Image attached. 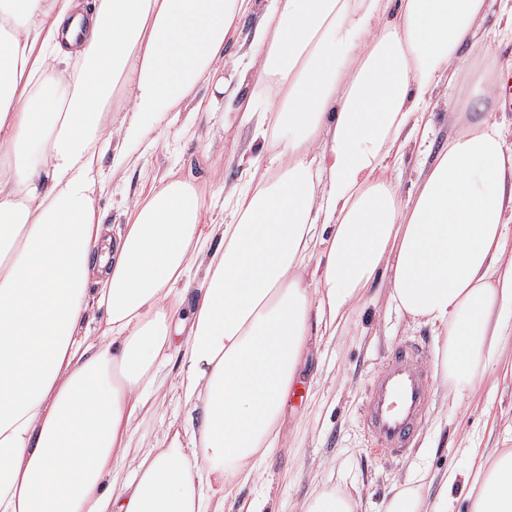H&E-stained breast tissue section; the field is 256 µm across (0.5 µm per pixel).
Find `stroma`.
Instances as JSON below:
<instances>
[{"label":"stroma","mask_w":512,"mask_h":512,"mask_svg":"<svg viewBox=\"0 0 512 512\" xmlns=\"http://www.w3.org/2000/svg\"><path fill=\"white\" fill-rule=\"evenodd\" d=\"M256 152L249 127L227 106H218L212 117H199L191 128L183 119L165 117L148 140L105 152L104 169L120 164L123 179L98 202L104 224L113 233L122 229L126 200L148 191L168 171L195 177L207 191L244 184ZM389 292L386 278H378L336 337L310 342L299 367L307 389L284 405L275 448L257 479L225 500L223 512H248L256 503L262 512H304L323 490L352 495L360 512H385L395 491L419 470L436 476L455 472L458 482L448 499L462 512L465 479L481 455L512 450V335L503 337L494 365L471 388L456 393L443 380L430 328L398 312ZM417 339L425 342L433 376L426 426L407 456L387 461L370 448L358 418L359 401L392 347ZM180 367V357H172L147 395L150 415L131 420L129 455L170 447L176 439L190 445L193 431L179 387Z\"/></svg>","instance_id":"stroma-1"}]
</instances>
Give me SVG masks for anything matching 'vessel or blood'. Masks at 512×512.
Wrapping results in <instances>:
<instances>
[{
  "label": "vessel or blood",
  "instance_id": "1",
  "mask_svg": "<svg viewBox=\"0 0 512 512\" xmlns=\"http://www.w3.org/2000/svg\"><path fill=\"white\" fill-rule=\"evenodd\" d=\"M419 341L396 345L373 374L361 410L363 431L382 457L406 455L422 431L432 376Z\"/></svg>",
  "mask_w": 512,
  "mask_h": 512
}]
</instances>
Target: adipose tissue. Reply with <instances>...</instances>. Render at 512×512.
Returning <instances> with one entry per match:
<instances>
[{"label":"adipose tissue","mask_w":512,"mask_h":512,"mask_svg":"<svg viewBox=\"0 0 512 512\" xmlns=\"http://www.w3.org/2000/svg\"><path fill=\"white\" fill-rule=\"evenodd\" d=\"M491 13L486 40H512V0H399L392 21L382 0H0V512H210L256 478L311 335L380 276L471 385L512 332V126L485 70L408 197L393 172ZM247 82L267 94L238 105L261 149L220 222L203 231L204 190L170 172L106 236L104 146L147 139L198 85ZM92 305L106 337L76 341ZM177 336L201 448L129 459L132 395ZM467 498L512 512V454Z\"/></svg>","instance_id":"1"}]
</instances>
